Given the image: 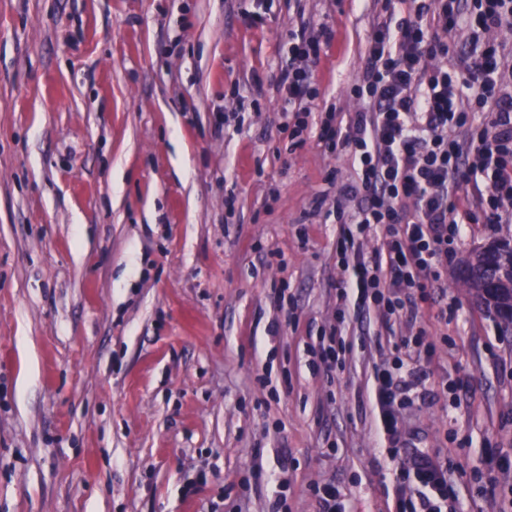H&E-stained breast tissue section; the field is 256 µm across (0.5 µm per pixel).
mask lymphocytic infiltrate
<instances>
[{"mask_svg": "<svg viewBox=\"0 0 512 512\" xmlns=\"http://www.w3.org/2000/svg\"><path fill=\"white\" fill-rule=\"evenodd\" d=\"M460 0H374L375 17L350 87L360 107L349 115L329 112L311 127L306 105L313 98L310 65L333 33L320 27L300 36L280 69L279 86L293 145L310 129L326 148L349 153L355 170L343 184L332 215L339 226L337 263L346 276L336 287L338 321L349 314L381 313L384 322L435 304L447 314L441 268L449 245L466 224L512 223V48L490 39L472 55L449 59L457 30L482 35L512 28V0H474L464 13ZM485 112L490 124L478 123ZM484 184L476 202L460 206L461 183ZM379 236L367 255L357 241ZM426 328L394 346L375 366L372 397L384 453L398 465L411 491L397 490L394 512H457L448 468L423 452L401 456L393 444L402 407L430 376L428 368L405 370L403 351L413 347L434 358L424 344Z\"/></svg>", "mask_w": 512, "mask_h": 512, "instance_id": "f902f5d3", "label": "lymphocytic infiltrate"}]
</instances>
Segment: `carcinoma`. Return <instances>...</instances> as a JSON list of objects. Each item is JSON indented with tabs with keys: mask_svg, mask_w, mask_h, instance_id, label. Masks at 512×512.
Instances as JSON below:
<instances>
[{
	"mask_svg": "<svg viewBox=\"0 0 512 512\" xmlns=\"http://www.w3.org/2000/svg\"><path fill=\"white\" fill-rule=\"evenodd\" d=\"M497 243L498 251L481 255L473 253L460 271L462 287L479 302L487 288H506L512 282V231H506Z\"/></svg>",
	"mask_w": 512,
	"mask_h": 512,
	"instance_id": "1",
	"label": "carcinoma"
}]
</instances>
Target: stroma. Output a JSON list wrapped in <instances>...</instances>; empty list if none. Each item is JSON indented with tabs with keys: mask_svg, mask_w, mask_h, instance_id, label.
Here are the masks:
<instances>
[{
	"mask_svg": "<svg viewBox=\"0 0 512 512\" xmlns=\"http://www.w3.org/2000/svg\"><path fill=\"white\" fill-rule=\"evenodd\" d=\"M368 0H0V512H391L370 375L426 326L458 385L415 400L406 448L447 460L462 512L512 485V336L458 270L448 316L349 317L343 371L308 349L336 323L346 153L293 147L278 81L327 25L313 115L352 111ZM234 195L233 209L224 199Z\"/></svg>",
	"mask_w": 512,
	"mask_h": 512,
	"instance_id": "35a3bbf8",
	"label": "stroma"
}]
</instances>
